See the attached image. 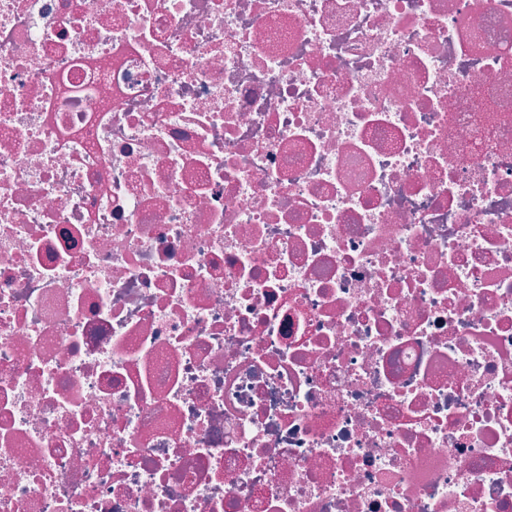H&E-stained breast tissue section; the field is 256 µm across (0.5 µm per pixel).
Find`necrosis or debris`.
<instances>
[{"instance_id": "4bbe7bcc", "label": "necrosis or debris", "mask_w": 512, "mask_h": 512, "mask_svg": "<svg viewBox=\"0 0 512 512\" xmlns=\"http://www.w3.org/2000/svg\"><path fill=\"white\" fill-rule=\"evenodd\" d=\"M0 512H512V0H0Z\"/></svg>"}]
</instances>
